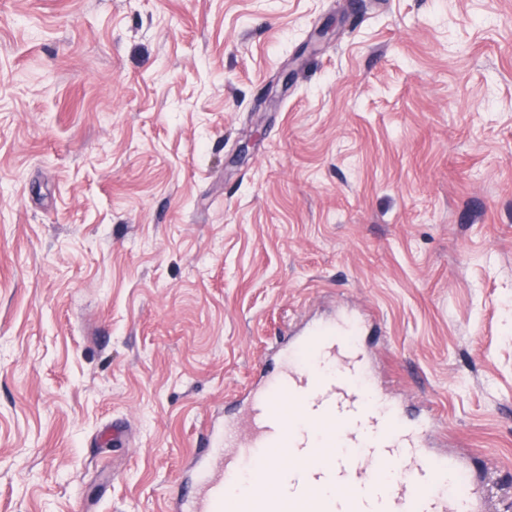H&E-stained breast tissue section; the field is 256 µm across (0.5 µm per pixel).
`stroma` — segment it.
Wrapping results in <instances>:
<instances>
[{
	"label": "stroma",
	"mask_w": 512,
	"mask_h": 512,
	"mask_svg": "<svg viewBox=\"0 0 512 512\" xmlns=\"http://www.w3.org/2000/svg\"><path fill=\"white\" fill-rule=\"evenodd\" d=\"M342 306L512 512V0H0V512H173Z\"/></svg>",
	"instance_id": "stroma-1"
}]
</instances>
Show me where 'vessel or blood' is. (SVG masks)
Listing matches in <instances>:
<instances>
[{
    "label": "vessel or blood",
    "mask_w": 512,
    "mask_h": 512,
    "mask_svg": "<svg viewBox=\"0 0 512 512\" xmlns=\"http://www.w3.org/2000/svg\"><path fill=\"white\" fill-rule=\"evenodd\" d=\"M365 328L337 312L289 335L276 370L251 387L239 421L225 424L222 454H195L193 512H224L226 492L243 483L242 512H489L465 454L433 448L427 424L409 422L375 383L358 342ZM310 352L336 373L311 369ZM275 454L282 461L273 466Z\"/></svg>",
    "instance_id": "obj_1"
}]
</instances>
